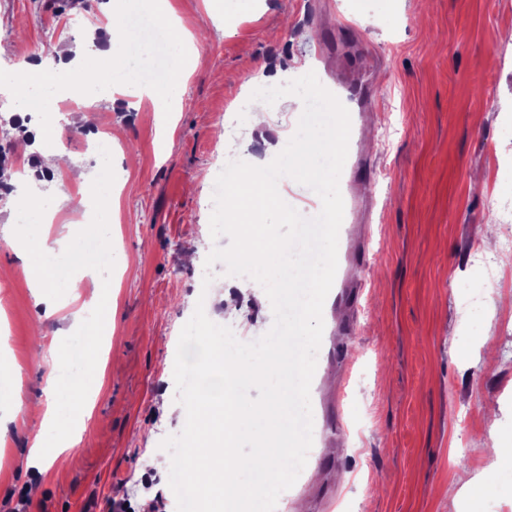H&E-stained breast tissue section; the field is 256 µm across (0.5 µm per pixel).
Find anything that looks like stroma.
I'll return each instance as SVG.
<instances>
[{
    "label": "stroma",
    "instance_id": "35a3bbf8",
    "mask_svg": "<svg viewBox=\"0 0 512 512\" xmlns=\"http://www.w3.org/2000/svg\"><path fill=\"white\" fill-rule=\"evenodd\" d=\"M101 0H0V78L63 43L110 36ZM193 34L198 51L167 46L189 76L170 116L171 134L150 101L132 108L115 95L96 107L95 130L117 135L110 162L121 179L112 226V339L105 373L86 381L95 396L81 439L58 444L50 471L36 442H57L43 421L42 356L69 348V312L94 281L76 268L46 315L30 283L28 243L55 242L81 215L80 188L45 168L56 151L94 165L82 135L84 108L61 103L48 132L0 106V168L28 182H54L51 223L19 224L0 203V293L9 302L0 347V388L20 394L0 410V500L30 493L29 512H177L160 443L179 434L174 358L199 297L208 318L239 341L257 340L274 316L248 277L212 269L198 276L197 243L210 230L215 181L227 162L272 161L295 133L299 112L251 127L234 104L255 77L277 86L315 72L329 91L352 85V137L339 186L344 216L333 291L317 357L334 380L310 392L315 452L309 475L275 512H512V458L496 456L489 431L512 436V306L464 308L491 291L512 297V257L498 276L474 261L484 250L495 202L512 200V172L491 178L494 158L512 159V0H159ZM223 139H216V130ZM350 365L333 354L337 338ZM341 404V430L327 415ZM484 478L479 501L460 490Z\"/></svg>",
    "mask_w": 512,
    "mask_h": 512
}]
</instances>
